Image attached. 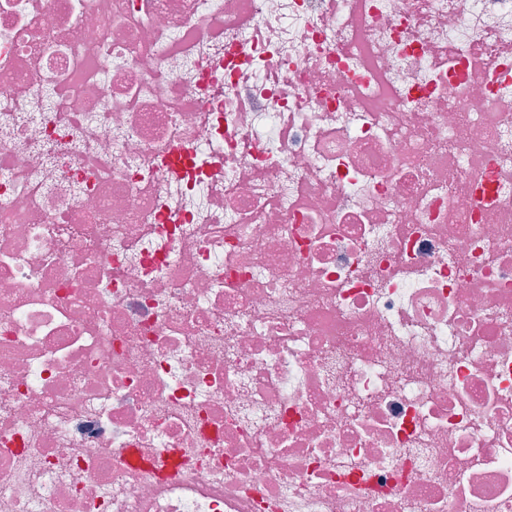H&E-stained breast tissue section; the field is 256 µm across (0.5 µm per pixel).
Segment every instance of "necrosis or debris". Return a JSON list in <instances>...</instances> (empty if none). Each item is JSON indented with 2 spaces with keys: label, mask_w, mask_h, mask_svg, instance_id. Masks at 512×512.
<instances>
[{
  "label": "necrosis or debris",
  "mask_w": 512,
  "mask_h": 512,
  "mask_svg": "<svg viewBox=\"0 0 512 512\" xmlns=\"http://www.w3.org/2000/svg\"><path fill=\"white\" fill-rule=\"evenodd\" d=\"M512 512V0H0V512Z\"/></svg>",
  "instance_id": "necrosis-or-debris-1"
}]
</instances>
